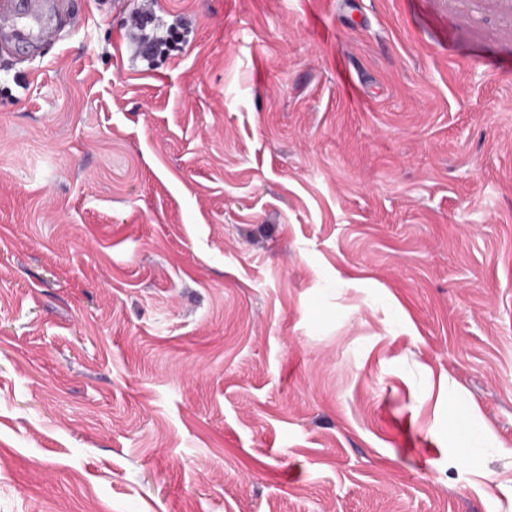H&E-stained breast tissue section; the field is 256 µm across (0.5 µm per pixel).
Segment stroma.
Listing matches in <instances>:
<instances>
[{"label": "stroma", "mask_w": 512, "mask_h": 512, "mask_svg": "<svg viewBox=\"0 0 512 512\" xmlns=\"http://www.w3.org/2000/svg\"><path fill=\"white\" fill-rule=\"evenodd\" d=\"M58 4L0 34V512H512V0ZM148 24V17L141 16L136 18L137 29L141 31L139 36V49L144 53H151L155 50H166L173 47L176 43V40H179V36L176 34L171 35L166 39H161L160 37L150 36L146 33V27Z\"/></svg>", "instance_id": "stroma-1"}]
</instances>
